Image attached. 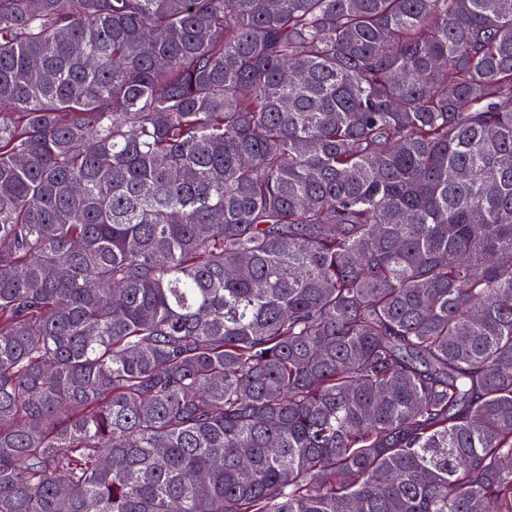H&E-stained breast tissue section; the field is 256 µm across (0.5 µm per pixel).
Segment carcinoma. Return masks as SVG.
Wrapping results in <instances>:
<instances>
[{
  "label": "carcinoma",
  "instance_id": "carcinoma-1",
  "mask_svg": "<svg viewBox=\"0 0 512 512\" xmlns=\"http://www.w3.org/2000/svg\"><path fill=\"white\" fill-rule=\"evenodd\" d=\"M0 512H512V0H0Z\"/></svg>",
  "mask_w": 512,
  "mask_h": 512
}]
</instances>
